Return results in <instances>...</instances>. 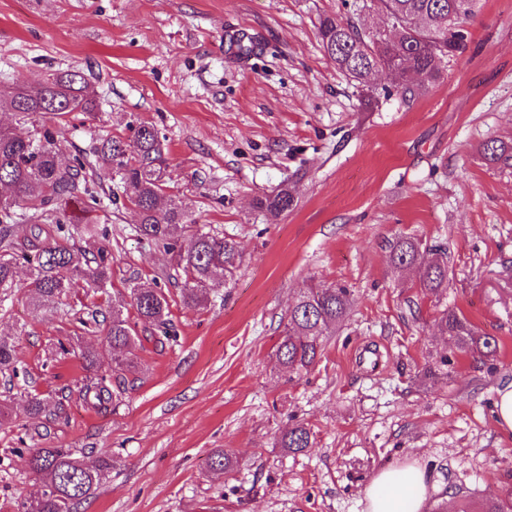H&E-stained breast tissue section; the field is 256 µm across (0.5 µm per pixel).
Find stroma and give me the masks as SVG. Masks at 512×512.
Instances as JSON below:
<instances>
[{
	"label": "stroma",
	"instance_id": "35a3bbf8",
	"mask_svg": "<svg viewBox=\"0 0 512 512\" xmlns=\"http://www.w3.org/2000/svg\"><path fill=\"white\" fill-rule=\"evenodd\" d=\"M352 0H0V86L34 85L75 70L94 84L100 111L63 119L62 154L126 136L129 119L165 138L169 190L198 223L238 242L242 263L206 307L174 301L176 342L139 331L138 377L115 408L78 395L79 357L53 358L69 337L98 353L100 332L75 319L133 281L150 282L164 255L136 234L124 202L79 215L112 229V288L76 289L51 314L29 304V272L0 301L23 379L0 375V512L37 492L20 448L101 449L112 471L78 512H364L377 471L416 464L429 504L480 501L512 477V435L496 423L512 381V162L491 165L482 142H512V0H477L471 42L413 106L361 104L324 53L321 16L347 17ZM237 35L255 50L229 58ZM294 190L295 209L271 216L254 199ZM410 235L448 250V294L397 278L388 244ZM350 288L348 318L307 374L281 369L275 350L291 300L310 281ZM497 338L493 366L468 356L440 365L453 343L435 325L441 305ZM63 401L34 418L26 394ZM313 446L276 445L290 421ZM224 449L231 470L212 471Z\"/></svg>",
	"mask_w": 512,
	"mask_h": 512
}]
</instances>
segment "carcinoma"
<instances>
[{"instance_id": "1", "label": "carcinoma", "mask_w": 512, "mask_h": 512, "mask_svg": "<svg viewBox=\"0 0 512 512\" xmlns=\"http://www.w3.org/2000/svg\"><path fill=\"white\" fill-rule=\"evenodd\" d=\"M388 22L384 32L367 24L366 0H353L352 14L345 20L325 15L319 20V36L325 54L360 88L364 101L372 102L375 90L368 84L379 70L388 69L393 86L385 96H395L408 105L425 94L442 77L445 64L467 49L465 24L475 0H379ZM13 112L16 126H0V288H11L17 270L32 275L33 309L45 310L52 300L84 284L104 288L112 279V253L105 241L108 229L101 224H75L66 206L80 203L92 209L99 199L85 177L88 158L108 176L111 195L135 208V232L165 255L170 270L153 278L154 285H135L129 294L112 296L107 311L94 309L80 319L83 326L102 328L112 348V371L134 373L132 352L137 323L152 326L171 339L169 296L160 282H177L179 297L187 309L203 306L223 278H231L240 267L242 254L237 242L191 218L190 205L182 197L165 196L170 180L164 140L152 125L131 121L128 137H108L63 163L59 159L62 128L43 124L22 133L17 127L30 116H63L72 112L100 110L94 89L80 72L49 75L36 86L17 85L0 90V108ZM482 154L490 164L512 160V143L489 139ZM296 206L295 196L282 190L256 199V207L279 214ZM28 223L30 232L22 240L11 237L9 226ZM84 245L75 243V238ZM391 264L398 271L420 270L416 287L436 298L448 291V253L439 245L412 236H399L389 244ZM353 305L345 287L312 284L300 291L288 309V317L276 349L279 365L300 374L312 368L323 352L325 336L342 323ZM136 322H131L129 309ZM441 334L453 340L456 351L485 365H492L497 340L478 330L463 314L440 311ZM88 372L80 388L83 400L105 409L122 393L112 390L111 375L98 370L95 352H80ZM14 344L0 336V373L18 374ZM28 413L58 415L63 402L49 406L34 395ZM277 445L289 453L311 447L310 429L301 422L288 425ZM30 473L41 480L43 494L32 503L21 504V512H74L101 485L112 470V454L100 451L97 463L87 467L69 448H31ZM457 512H512V483L475 508L468 499Z\"/></svg>"}]
</instances>
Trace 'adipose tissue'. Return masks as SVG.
<instances>
[{
	"label": "adipose tissue",
	"mask_w": 512,
	"mask_h": 512,
	"mask_svg": "<svg viewBox=\"0 0 512 512\" xmlns=\"http://www.w3.org/2000/svg\"><path fill=\"white\" fill-rule=\"evenodd\" d=\"M429 490L425 472L416 466L382 468L366 494L365 512H422Z\"/></svg>",
	"instance_id": "1"
}]
</instances>
